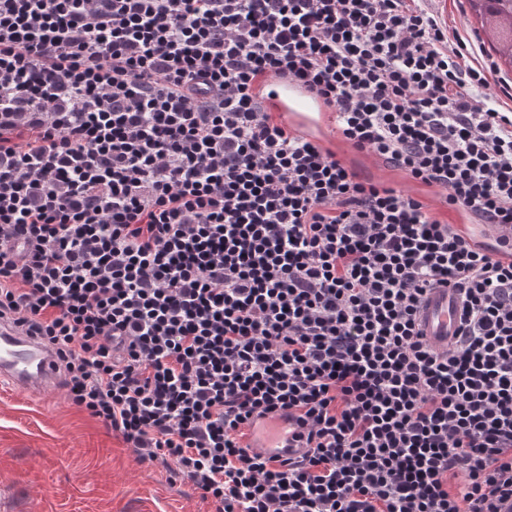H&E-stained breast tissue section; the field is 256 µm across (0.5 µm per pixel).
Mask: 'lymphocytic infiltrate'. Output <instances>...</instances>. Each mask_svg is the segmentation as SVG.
<instances>
[{"label":"lymphocytic infiltrate","mask_w":512,"mask_h":512,"mask_svg":"<svg viewBox=\"0 0 512 512\" xmlns=\"http://www.w3.org/2000/svg\"><path fill=\"white\" fill-rule=\"evenodd\" d=\"M288 76L356 151L275 122ZM421 0H0V318L214 512L512 500V118ZM462 310L441 353L430 290ZM285 413L300 452L245 442ZM337 154V158L342 159L361 176L382 181L387 185L402 187L409 193L421 200L431 209L435 215L443 222L453 224L456 228L470 232L469 223L464 220L456 211L445 207L440 203L436 189L426 187L422 184H412L398 171L380 167L371 158L365 154L358 153L350 148L344 142L337 139L331 146H325ZM460 314L459 301L451 288H433L422 304L417 328L437 351L447 352L459 328Z\"/></svg>","instance_id":"lymphocytic-infiltrate-1"}]
</instances>
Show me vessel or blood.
Returning a JSON list of instances; mask_svg holds the SVG:
<instances>
[{
    "mask_svg": "<svg viewBox=\"0 0 512 512\" xmlns=\"http://www.w3.org/2000/svg\"><path fill=\"white\" fill-rule=\"evenodd\" d=\"M266 104L299 133L324 127L326 113L311 93L285 78L269 80L262 88ZM460 304L447 287L433 289L420 309L417 328L437 351H447L460 325ZM61 378L54 351L38 337L27 335L0 321V386L44 400L60 387ZM252 447L270 456L288 454L287 418L264 417L257 421Z\"/></svg>",
    "mask_w": 512,
    "mask_h": 512,
    "instance_id": "1",
    "label": "vessel or blood"
}]
</instances>
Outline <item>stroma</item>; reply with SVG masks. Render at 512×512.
<instances>
[{
    "mask_svg": "<svg viewBox=\"0 0 512 512\" xmlns=\"http://www.w3.org/2000/svg\"><path fill=\"white\" fill-rule=\"evenodd\" d=\"M449 30L471 40L478 60L497 55L478 34L467 0H427ZM331 149L361 176L408 189L456 228L464 219L435 189L407 182L341 141ZM188 481L160 462L140 459L122 436L72 405L64 392L36 402L0 388V512H210Z\"/></svg>",
    "mask_w": 512,
    "mask_h": 512,
    "instance_id": "stroma-1",
    "label": "stroma"
}]
</instances>
